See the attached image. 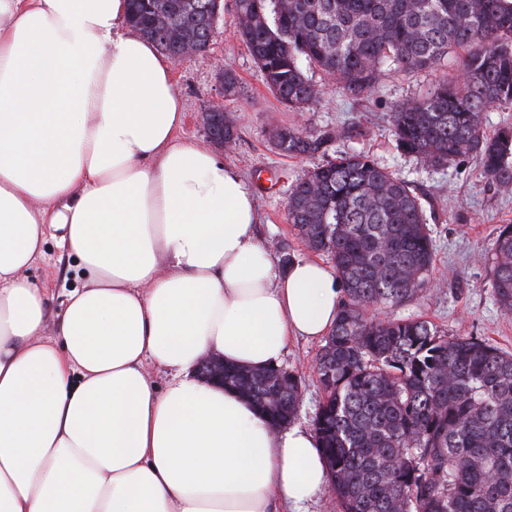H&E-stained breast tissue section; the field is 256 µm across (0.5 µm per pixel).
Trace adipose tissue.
I'll return each instance as SVG.
<instances>
[{"mask_svg": "<svg viewBox=\"0 0 512 512\" xmlns=\"http://www.w3.org/2000/svg\"><path fill=\"white\" fill-rule=\"evenodd\" d=\"M126 14L0 0V512H301L330 481L315 435L196 367L278 364L342 284L276 270L251 185L177 139L173 64ZM52 240L83 285L51 325L28 270Z\"/></svg>", "mask_w": 512, "mask_h": 512, "instance_id": "ef3b65f1", "label": "adipose tissue"}]
</instances>
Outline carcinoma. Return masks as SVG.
I'll list each match as a JSON object with an SVG mask.
<instances>
[{"mask_svg":"<svg viewBox=\"0 0 512 512\" xmlns=\"http://www.w3.org/2000/svg\"><path fill=\"white\" fill-rule=\"evenodd\" d=\"M211 0H130L129 22L167 55L206 48ZM238 32L263 81L288 109L315 105L306 69L360 96L386 71L441 69L462 49V78H440L390 112L397 147L435 170L472 156L512 184V126L481 115L512 104V0H236ZM292 156L326 152L329 129L277 131ZM286 219L332 257L343 283L336 323L315 362L324 393L313 430L338 512H512V353L453 339L420 317L380 318L430 288L435 245L422 199L398 173L346 153L291 187ZM492 293L512 313V224L490 262ZM224 385L272 424L300 409V378L278 367L224 366ZM505 124L512 126V105L494 106L487 112H483L482 125L487 133H492L498 127Z\"/></svg>","mask_w":512,"mask_h":512,"instance_id":"cac0c4a2","label":"carcinoma"}]
</instances>
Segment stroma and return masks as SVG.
<instances>
[{
    "label": "stroma",
    "mask_w": 512,
    "mask_h": 512,
    "mask_svg": "<svg viewBox=\"0 0 512 512\" xmlns=\"http://www.w3.org/2000/svg\"><path fill=\"white\" fill-rule=\"evenodd\" d=\"M233 70L238 81L235 99L224 100L221 68ZM309 77L321 97L303 113L288 110L266 87L251 56L239 39L234 0H224V16L206 49L187 56L174 68L175 90L185 104L181 139L206 144L203 112L215 102L237 126V138L224 148L225 161L235 166L254 188L259 224L257 233L275 263L299 259L311 251L285 219L289 187L308 170L344 152H361L405 178L432 212L429 227L435 240V261L430 291L404 306L388 309L391 317H421L448 335L474 336L512 352V314L495 301L488 259L497 229L512 224V185H496L470 157L434 170L420 159L401 154L388 115L396 102L424 93L438 73L387 72L381 85L354 101L342 94L335 81L318 69ZM335 130L326 153L287 157L275 147L273 135L284 127ZM29 277L50 288L54 299L51 321H58L66 295L81 285L74 259L55 243L29 269ZM321 342L293 339L279 365L300 375L303 400L296 425L311 428L323 394L314 365Z\"/></svg>",
    "instance_id": "stroma-1"
}]
</instances>
